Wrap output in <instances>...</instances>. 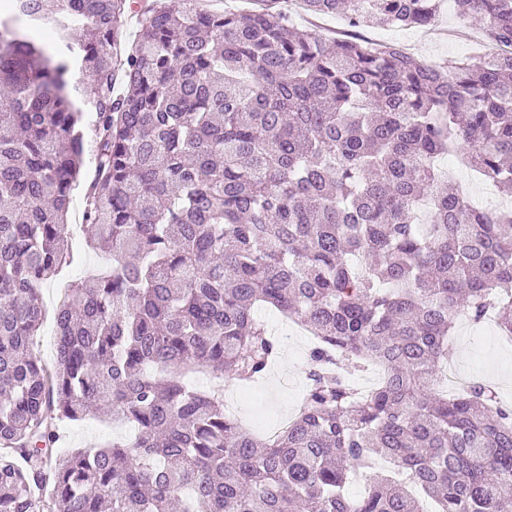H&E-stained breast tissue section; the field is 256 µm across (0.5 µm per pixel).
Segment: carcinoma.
<instances>
[{
    "label": "carcinoma",
    "instance_id": "1",
    "mask_svg": "<svg viewBox=\"0 0 512 512\" xmlns=\"http://www.w3.org/2000/svg\"><path fill=\"white\" fill-rule=\"evenodd\" d=\"M265 2L0 11V512H424L423 498L512 512V409L482 384L450 397L439 375L460 312L492 310L512 336V210L470 205L435 165L459 149L512 196V0H459L502 51L445 67ZM301 2L355 29L439 12ZM88 107L95 177L82 184ZM80 187L108 266L68 282L50 314L41 287L75 262ZM259 306L317 342L302 409L271 443L186 382L266 374L278 346ZM49 314L48 365L34 340ZM345 361L383 365L384 381L356 393ZM88 417L131 433L52 456L61 424ZM379 458L397 475L346 496L351 470Z\"/></svg>",
    "mask_w": 512,
    "mask_h": 512
}]
</instances>
